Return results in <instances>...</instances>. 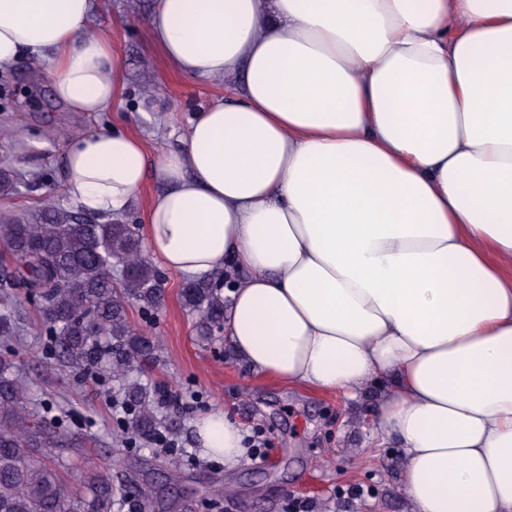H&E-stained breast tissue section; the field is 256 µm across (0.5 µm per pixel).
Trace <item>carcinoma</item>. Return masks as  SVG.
<instances>
[{"label": "carcinoma", "mask_w": 512, "mask_h": 512, "mask_svg": "<svg viewBox=\"0 0 512 512\" xmlns=\"http://www.w3.org/2000/svg\"><path fill=\"white\" fill-rule=\"evenodd\" d=\"M0 242L14 271L0 276V512H117L128 503L146 507L151 490L134 480L116 488L102 468L68 480V464L49 459L44 449L63 447V434L42 408L27 398L19 378L13 342L20 335L15 290L33 299L42 329L50 336L48 352L33 346L58 367L85 366L98 373L127 376L154 361V338L137 334L127 307L144 316L158 313L165 301V277L144 255L140 225L122 217L90 221L85 210L46 205L27 219L0 221ZM125 270L114 281L104 265ZM216 272L191 280L180 293L183 308L197 319L206 339L224 331V287ZM166 390L137 381L123 391L120 432L155 434L166 420L157 408Z\"/></svg>", "instance_id": "1"}]
</instances>
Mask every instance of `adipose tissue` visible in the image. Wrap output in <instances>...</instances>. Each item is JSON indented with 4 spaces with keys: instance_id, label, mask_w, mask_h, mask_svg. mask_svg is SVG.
Masks as SVG:
<instances>
[{
    "instance_id": "ef3b65f1",
    "label": "adipose tissue",
    "mask_w": 512,
    "mask_h": 512,
    "mask_svg": "<svg viewBox=\"0 0 512 512\" xmlns=\"http://www.w3.org/2000/svg\"><path fill=\"white\" fill-rule=\"evenodd\" d=\"M97 0H0V72L41 62L100 112L118 52ZM165 63L234 93L148 156L122 127L68 145L61 190L123 213L167 271L231 280L225 332L252 373L353 399L390 379L379 431L411 512H512V0H155ZM166 191L143 197L148 174ZM239 463L229 415L195 424Z\"/></svg>"
}]
</instances>
